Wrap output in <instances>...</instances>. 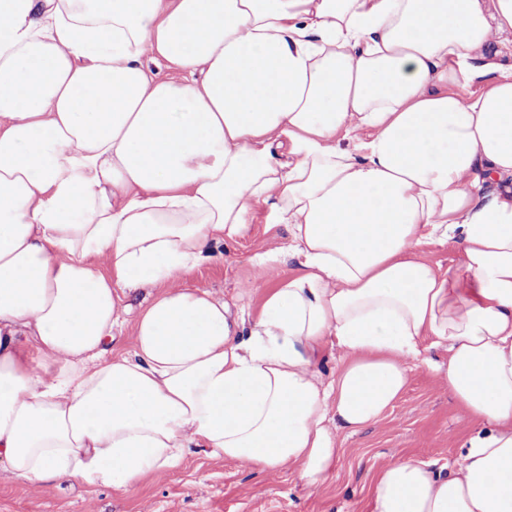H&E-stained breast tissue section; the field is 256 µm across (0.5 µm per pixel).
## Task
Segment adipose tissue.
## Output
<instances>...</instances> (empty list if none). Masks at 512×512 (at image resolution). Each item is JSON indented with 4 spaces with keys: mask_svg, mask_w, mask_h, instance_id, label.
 <instances>
[{
    "mask_svg": "<svg viewBox=\"0 0 512 512\" xmlns=\"http://www.w3.org/2000/svg\"><path fill=\"white\" fill-rule=\"evenodd\" d=\"M510 34L512 0H0V468L128 488L207 448L315 487L413 359L476 428L371 512H512ZM258 203L298 267L246 327L185 277ZM423 256L434 265H439L442 270H448L453 265L455 253L450 244H432L425 248Z\"/></svg>",
    "mask_w": 512,
    "mask_h": 512,
    "instance_id": "ef3b65f1",
    "label": "adipose tissue"
}]
</instances>
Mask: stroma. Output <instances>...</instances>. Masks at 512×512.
<instances>
[{"label": "stroma", "instance_id": "1", "mask_svg": "<svg viewBox=\"0 0 512 512\" xmlns=\"http://www.w3.org/2000/svg\"><path fill=\"white\" fill-rule=\"evenodd\" d=\"M293 247L287 225L270 223L259 204L244 234L213 245L211 259L187 280L223 297L232 317L250 322L268 290L295 268ZM473 428L447 385L417 364L406 391L379 422L339 433L341 456L318 487L306 486L294 467L271 475L195 448L176 468L150 473L127 489L30 482L0 470V512H370L379 469L405 457L448 472Z\"/></svg>", "mask_w": 512, "mask_h": 512}]
</instances>
